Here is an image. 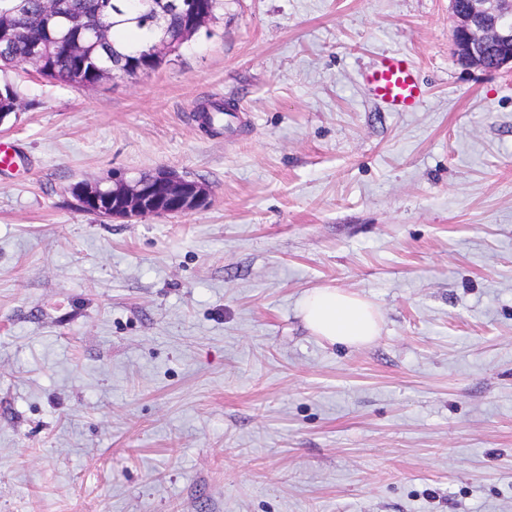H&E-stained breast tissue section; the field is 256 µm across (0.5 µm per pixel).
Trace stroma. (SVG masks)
<instances>
[{
    "mask_svg": "<svg viewBox=\"0 0 512 512\" xmlns=\"http://www.w3.org/2000/svg\"><path fill=\"white\" fill-rule=\"evenodd\" d=\"M449 0H224L158 68L0 70V512H512V70ZM412 55L389 112L359 83ZM231 102V130L202 106ZM167 168L189 214L73 188ZM372 302L360 347L303 295ZM361 80L369 95L389 112H414L426 96L416 62L401 51L382 55L361 72ZM299 314L313 336L331 344L359 347L371 343L380 333L375 307L341 288L326 286L307 292Z\"/></svg>",
    "mask_w": 512,
    "mask_h": 512,
    "instance_id": "1",
    "label": "stroma"
}]
</instances>
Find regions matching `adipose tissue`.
I'll list each match as a JSON object with an SVG mask.
<instances>
[{
  "label": "adipose tissue",
  "instance_id": "obj_1",
  "mask_svg": "<svg viewBox=\"0 0 512 512\" xmlns=\"http://www.w3.org/2000/svg\"><path fill=\"white\" fill-rule=\"evenodd\" d=\"M299 314L312 335L332 344L359 347L371 343L380 333L375 307L341 288L326 286L307 292Z\"/></svg>",
  "mask_w": 512,
  "mask_h": 512
}]
</instances>
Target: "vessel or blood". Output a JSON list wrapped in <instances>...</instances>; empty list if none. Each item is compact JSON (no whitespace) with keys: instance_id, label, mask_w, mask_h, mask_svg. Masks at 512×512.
Masks as SVG:
<instances>
[{"instance_id":"obj_1","label":"vessel or blood","mask_w":512,"mask_h":512,"mask_svg":"<svg viewBox=\"0 0 512 512\" xmlns=\"http://www.w3.org/2000/svg\"><path fill=\"white\" fill-rule=\"evenodd\" d=\"M367 92L391 112H412L423 103L426 90L416 62L408 53L382 55L361 73Z\"/></svg>"}]
</instances>
